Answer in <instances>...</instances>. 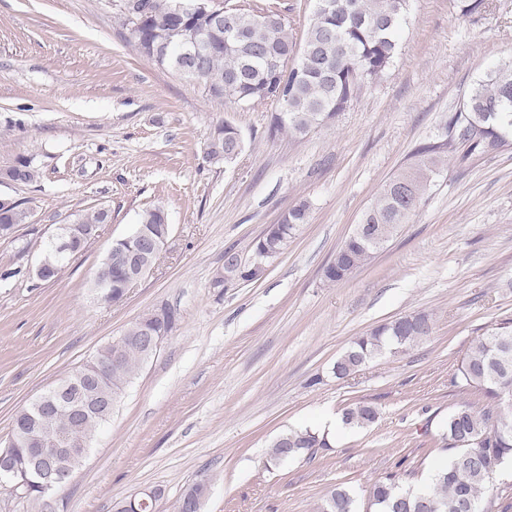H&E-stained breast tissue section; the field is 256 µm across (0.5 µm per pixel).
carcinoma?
<instances>
[{"label": "carcinoma", "mask_w": 512, "mask_h": 512, "mask_svg": "<svg viewBox=\"0 0 512 512\" xmlns=\"http://www.w3.org/2000/svg\"><path fill=\"white\" fill-rule=\"evenodd\" d=\"M173 0H136L139 16L130 19L119 12L123 24L131 27L138 53L147 60L171 68L181 78L193 80L191 70L205 75L204 90L216 99L238 105L272 101L279 109L271 113L268 134L282 132L303 138L315 128L346 111L364 84L379 79L392 65L399 45V33L406 23L409 0H328L330 7L315 6L304 33L302 45L289 36L281 13L266 2L224 4L221 20L204 11L176 14ZM192 33L202 34L211 51L203 57H185L182 46ZM463 146L469 154L512 146V60L490 69L465 96L462 107L448 115V141L421 147L416 160L405 171L390 179L362 215L365 232L346 238L324 277L331 283L343 281L383 250L399 227L409 223L420 208L434 177L440 170L445 149ZM243 150L238 129L228 121L215 126L207 137V156L214 162L237 159ZM35 158L21 156L0 171L22 184L39 178ZM310 204L295 203L280 222L270 224L256 240L253 252L264 256L283 254L300 226L309 223ZM30 212L17 202L9 213L0 212V238H11L19 225L27 223ZM109 220L105 209L76 215L75 241L81 242L90 230ZM136 230L127 235L125 252L152 259L144 251L148 240L163 242L171 232L163 207L143 212ZM109 279L112 303L127 293L126 269L119 260L103 269ZM178 313L165 308L164 317L150 313L130 325L124 337L100 346L96 355L110 364L96 386L73 388L80 401L91 391L117 403L134 372L148 360L145 350L133 339L145 330L170 332ZM432 332L431 318L425 313L400 317L358 337L338 357L333 374L346 378L373 358L389 350H406ZM453 383L461 390L475 389L488 404L475 409L462 404L453 409L442 425L441 449L454 450L425 491L404 489L388 477L372 485L368 508L372 512H465L463 498L483 496L499 468L512 457V327L498 328L478 341L464 357ZM377 412L367 403H355L344 411L343 423L363 428L375 421ZM47 430L66 425L64 416L47 413L36 403L20 410L7 438V450L23 463L33 445L24 433L26 423ZM108 419L88 416L80 429L85 445H90ZM330 448L327 434L309 428L286 430L270 443L266 460L269 469L280 468L298 458L311 459L319 450ZM41 475L28 472L26 490L15 493L26 499L35 512H56L40 498ZM208 490L205 479L192 485L178 512H201ZM116 512H157V500L145 504L134 494L118 502ZM315 512H358L356 500L343 487L329 490L317 503Z\"/></svg>", "instance_id": "carcinoma-1"}]
</instances>
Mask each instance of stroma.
Masks as SVG:
<instances>
[{"instance_id":"stroma-1","label":"stroma","mask_w":512,"mask_h":512,"mask_svg":"<svg viewBox=\"0 0 512 512\" xmlns=\"http://www.w3.org/2000/svg\"><path fill=\"white\" fill-rule=\"evenodd\" d=\"M512 58V0H410L388 72L335 121L300 139L269 137L271 106L211 98L138 53L113 0H0V169L35 157L40 179L0 182L31 217L0 238V442L14 414L156 307L180 319L126 387L82 466L57 492L58 512H114L144 488L177 512L207 479L203 512H314L330 488L365 502L375 481L402 487L446 462L440 426L457 405L486 404L451 380L478 337L512 319V148L446 152L411 222L370 262L331 283L323 270L383 186L417 148L447 138L469 88ZM227 121L243 151L206 157ZM310 204L266 275L214 287L224 252L250 257L268 225ZM164 207L161 254L118 303L91 280L142 212ZM108 210L87 249L50 282L32 270L44 242L79 213ZM428 313L431 335L336 378L344 348L368 330ZM363 401L373 424L331 447L267 469L283 429L318 427Z\"/></svg>"}]
</instances>
